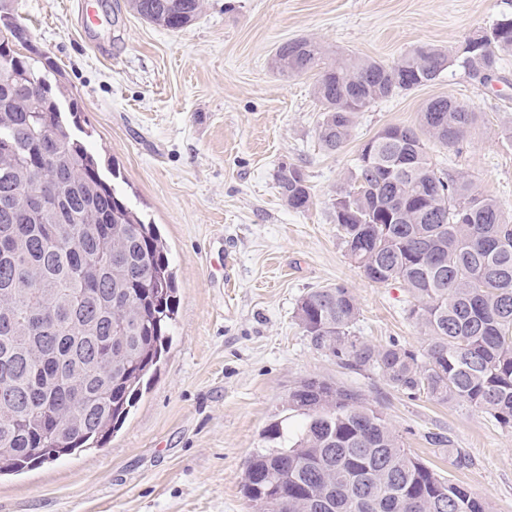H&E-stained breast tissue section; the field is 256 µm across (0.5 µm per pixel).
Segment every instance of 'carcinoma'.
Masks as SVG:
<instances>
[{
  "mask_svg": "<svg viewBox=\"0 0 512 512\" xmlns=\"http://www.w3.org/2000/svg\"><path fill=\"white\" fill-rule=\"evenodd\" d=\"M168 31L189 26L202 0H130ZM27 28L0 0V475L100 448L125 422L168 346L177 284L156 225L130 206L88 151L78 111L64 115L59 72L22 52ZM512 54V19L473 36L459 56L485 85ZM283 77L312 74L317 137L334 153L359 114L436 82L448 53L418 47L392 65L332 57L312 38L280 44ZM479 113L429 100L419 127L389 126L364 142L334 199L336 232L377 285L398 282L406 318L424 328L421 353L356 335L358 300L343 284L309 289L296 318L311 345L407 395L462 402L512 428V218L498 201L439 167L429 143L456 149ZM289 208L312 205L307 176L276 173ZM305 417L283 446L253 454L245 497L255 512H492L487 499L410 455L358 391L317 377L288 392Z\"/></svg>",
  "mask_w": 512,
  "mask_h": 512,
  "instance_id": "1",
  "label": "carcinoma"
}]
</instances>
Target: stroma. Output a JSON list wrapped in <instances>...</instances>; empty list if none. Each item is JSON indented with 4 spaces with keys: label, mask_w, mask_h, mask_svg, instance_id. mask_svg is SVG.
Segmentation results:
<instances>
[{
    "label": "stroma",
    "mask_w": 512,
    "mask_h": 512,
    "mask_svg": "<svg viewBox=\"0 0 512 512\" xmlns=\"http://www.w3.org/2000/svg\"><path fill=\"white\" fill-rule=\"evenodd\" d=\"M80 0H9L32 43L62 73L86 145L120 172L130 203L156 224L178 287V317L155 374L120 431L91 448L0 477V512H253L245 463L279 422L302 415L288 391L320 376L360 391L403 448L439 475L512 512V429L464 403L410 397L311 347L296 319L311 288H352L359 336L423 350L403 285L369 283L336 236L332 202L363 142L384 127L418 126L426 102L447 97L479 112L458 150L433 148L512 215V61L482 86L458 63L433 84L362 112L347 144L318 141L313 79L285 78L283 42L312 37L332 51L391 65L428 45L457 55L464 41L512 16V0H203L173 33L130 0H93L101 26L85 31ZM301 165L306 211L282 201L281 161ZM471 460L458 468L436 442Z\"/></svg>",
    "instance_id": "1"
}]
</instances>
